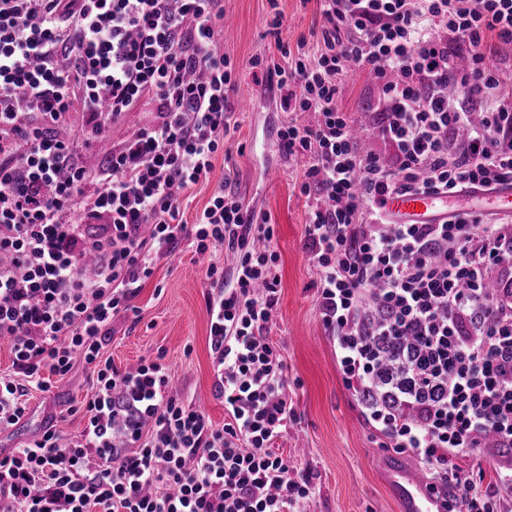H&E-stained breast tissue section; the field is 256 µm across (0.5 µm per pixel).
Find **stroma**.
<instances>
[{"mask_svg":"<svg viewBox=\"0 0 512 512\" xmlns=\"http://www.w3.org/2000/svg\"><path fill=\"white\" fill-rule=\"evenodd\" d=\"M274 8L283 17L276 36L267 24ZM321 20L319 0H224L220 47L238 68L230 98L237 127L228 156L216 157L209 183L189 190L182 209L185 221H192L230 174L244 200L268 212L276 225L272 248L280 284L271 336L283 355L288 396L298 416L276 445L315 475L309 512H395L374 465L381 452L379 439L343 385L333 343L316 309L317 278L303 248L308 204L299 192L308 159H291L282 152L277 130L287 115L273 93L256 84L249 66L252 59L273 54L279 39L292 46L301 41L314 46L313 33ZM208 263L227 269L234 257L220 247L201 258L184 239L158 259L133 300L138 318L114 319L102 356L126 371L140 360L163 355L176 391L220 428L228 416L214 386L206 309L209 285L203 274ZM43 378L47 388L31 390L26 414L0 429L1 454L26 446L49 428L64 444L80 437L83 404L96 381L94 365L78 356L68 375L47 370Z\"/></svg>","mask_w":512,"mask_h":512,"instance_id":"obj_1","label":"stroma"}]
</instances>
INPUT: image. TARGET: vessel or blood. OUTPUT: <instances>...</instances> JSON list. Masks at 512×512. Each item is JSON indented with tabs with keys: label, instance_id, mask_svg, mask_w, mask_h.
Returning a JSON list of instances; mask_svg holds the SVG:
<instances>
[{
	"label": "vessel or blood",
	"instance_id": "obj_1",
	"mask_svg": "<svg viewBox=\"0 0 512 512\" xmlns=\"http://www.w3.org/2000/svg\"><path fill=\"white\" fill-rule=\"evenodd\" d=\"M474 203L492 212L512 210V186L475 191ZM450 198L430 192L393 196L387 204L395 224H438L448 218ZM379 474L397 505V512H445L446 498L440 486L423 479L406 461L386 454L375 459Z\"/></svg>",
	"mask_w": 512,
	"mask_h": 512
}]
</instances>
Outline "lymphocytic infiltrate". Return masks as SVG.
<instances>
[{
	"instance_id": "f902f5d3",
	"label": "lymphocytic infiltrate",
	"mask_w": 512,
	"mask_h": 512,
	"mask_svg": "<svg viewBox=\"0 0 512 512\" xmlns=\"http://www.w3.org/2000/svg\"><path fill=\"white\" fill-rule=\"evenodd\" d=\"M321 14L313 52L280 40L279 59L250 63L290 115L282 151L309 159L317 310L385 447L452 486L462 512H496L512 497V224L473 211L392 224L386 203L512 184V57L486 52L512 46V0H321ZM223 19V0H0V336L20 373L0 378V428L43 389L42 368L67 375L77 354L98 366L80 440L48 430L0 457V512H308L312 472L275 447L297 415L269 340L271 216L229 178L193 222L181 211L236 125ZM358 70L376 88L365 123L339 104ZM144 102L152 123L90 164L89 141ZM185 238L235 257L206 269L220 429L161 362L100 360L114 318ZM464 448L495 458V491L456 467Z\"/></svg>"
}]
</instances>
